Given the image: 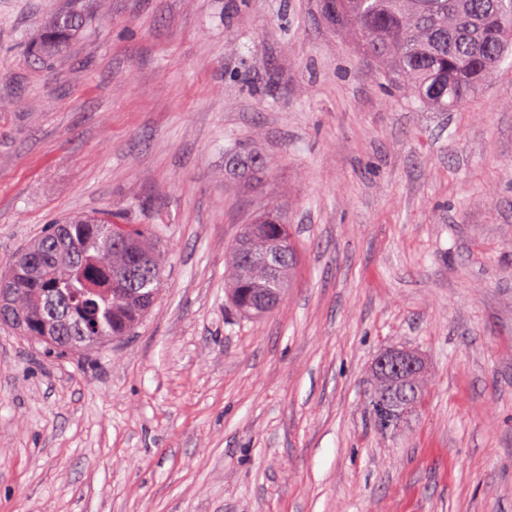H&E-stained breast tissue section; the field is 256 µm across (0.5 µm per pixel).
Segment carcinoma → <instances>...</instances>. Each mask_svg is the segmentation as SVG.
I'll list each match as a JSON object with an SVG mask.
<instances>
[{"label": "carcinoma", "instance_id": "obj_1", "mask_svg": "<svg viewBox=\"0 0 512 512\" xmlns=\"http://www.w3.org/2000/svg\"><path fill=\"white\" fill-rule=\"evenodd\" d=\"M485 0H321L326 21L351 36L389 82L422 105L448 112L466 104L512 49V0L500 12L478 11ZM87 15L74 0L39 25L30 41L33 59L53 60L76 42ZM42 260L15 285L0 323L57 354L86 351L135 332L157 302L163 252L151 224H128L115 214L73 216L33 242ZM146 265L134 281L123 279L131 257ZM226 281L230 305L260 319L256 306L278 303L288 285L293 252L290 225L275 209L241 226L229 249ZM391 382L376 379L375 421L399 423L406 405L382 399Z\"/></svg>", "mask_w": 512, "mask_h": 512}]
</instances>
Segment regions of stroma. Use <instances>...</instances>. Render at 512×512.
Here are the masks:
<instances>
[{"instance_id": "stroma-1", "label": "stroma", "mask_w": 512, "mask_h": 512, "mask_svg": "<svg viewBox=\"0 0 512 512\" xmlns=\"http://www.w3.org/2000/svg\"><path fill=\"white\" fill-rule=\"evenodd\" d=\"M0 0V272L66 216L161 232L152 314L64 358L0 325V512H512V55L453 112L388 86L319 0ZM261 165L232 164L230 146ZM292 227L280 304L227 250ZM424 363L397 428L372 364ZM64 10L39 25L30 41L33 60L48 64L60 52L76 42L87 24L80 3L72 0ZM71 15H69V14ZM290 225L276 209H270L252 224H243L229 249L231 272L226 281V294L230 305L242 317L260 319L277 305L283 288L288 285L293 252ZM284 248V260L273 273L262 265H246L251 253L268 249L273 241ZM268 297L273 309L264 312L256 306L257 299ZM376 387H378L375 392L374 398L371 397V409L375 421L383 427V424L390 422L391 426H394V423H399L404 419L409 413L406 412V404L399 403L396 401H391L389 398L384 400L382 399V395L384 393L387 396L390 394V385L391 382L388 380H383L377 377L375 374ZM389 426V427H391ZM388 427V428H389Z\"/></svg>"}]
</instances>
